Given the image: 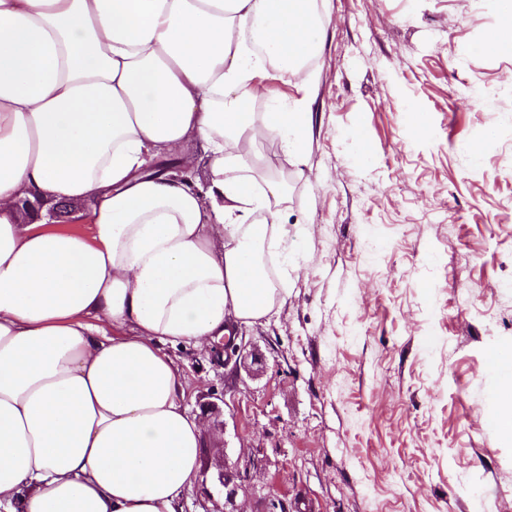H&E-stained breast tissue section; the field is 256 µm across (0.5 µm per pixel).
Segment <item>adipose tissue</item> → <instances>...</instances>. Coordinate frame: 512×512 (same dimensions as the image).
<instances>
[{
  "label": "adipose tissue",
  "instance_id": "adipose-tissue-1",
  "mask_svg": "<svg viewBox=\"0 0 512 512\" xmlns=\"http://www.w3.org/2000/svg\"><path fill=\"white\" fill-rule=\"evenodd\" d=\"M316 0H0V512H182L201 418L164 345L232 338L281 293L259 146L297 157ZM209 180L155 173L188 139ZM88 204L92 238L15 203ZM265 70L259 79L264 87V95L253 101L254 112H266L272 107L288 108L296 100L303 98L304 92L293 84L292 77H286L274 67H266ZM289 78L291 84L288 83Z\"/></svg>",
  "mask_w": 512,
  "mask_h": 512
}]
</instances>
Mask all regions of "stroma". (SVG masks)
Instances as JSON below:
<instances>
[{"instance_id": "1", "label": "stroma", "mask_w": 512, "mask_h": 512, "mask_svg": "<svg viewBox=\"0 0 512 512\" xmlns=\"http://www.w3.org/2000/svg\"><path fill=\"white\" fill-rule=\"evenodd\" d=\"M317 8L305 162L263 145L293 257L275 269L283 301L238 331L266 366L171 349L184 405L223 397L228 459L261 460L242 512L271 495L288 512H512L491 370L512 354V49H473L490 0ZM261 84L257 112L304 96L272 67Z\"/></svg>"}]
</instances>
